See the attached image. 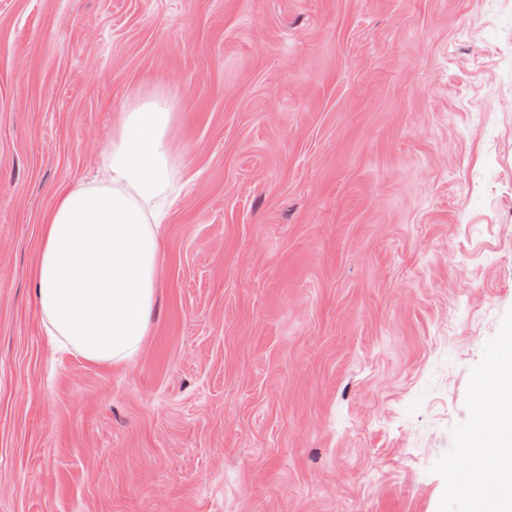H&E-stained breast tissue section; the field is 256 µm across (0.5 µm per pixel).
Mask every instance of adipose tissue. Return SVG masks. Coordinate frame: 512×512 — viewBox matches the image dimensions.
Wrapping results in <instances>:
<instances>
[{
    "instance_id": "obj_1",
    "label": "adipose tissue",
    "mask_w": 512,
    "mask_h": 512,
    "mask_svg": "<svg viewBox=\"0 0 512 512\" xmlns=\"http://www.w3.org/2000/svg\"><path fill=\"white\" fill-rule=\"evenodd\" d=\"M176 101L159 89H133L112 125L100 182L57 193L44 219L35 269L36 302L50 343L99 364L132 359L148 332L162 253L158 207L174 169L169 135ZM497 426L481 430L494 450L469 456L458 479L470 507L483 508L479 477L495 465L512 489V398Z\"/></svg>"
}]
</instances>
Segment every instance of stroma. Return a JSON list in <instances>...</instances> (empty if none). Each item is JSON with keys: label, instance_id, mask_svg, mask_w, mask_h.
Wrapping results in <instances>:
<instances>
[{"label": "stroma", "instance_id": "stroma-1", "mask_svg": "<svg viewBox=\"0 0 512 512\" xmlns=\"http://www.w3.org/2000/svg\"><path fill=\"white\" fill-rule=\"evenodd\" d=\"M178 97L146 341L55 351L41 220ZM512 333V0H0V512H445Z\"/></svg>", "mask_w": 512, "mask_h": 512}]
</instances>
